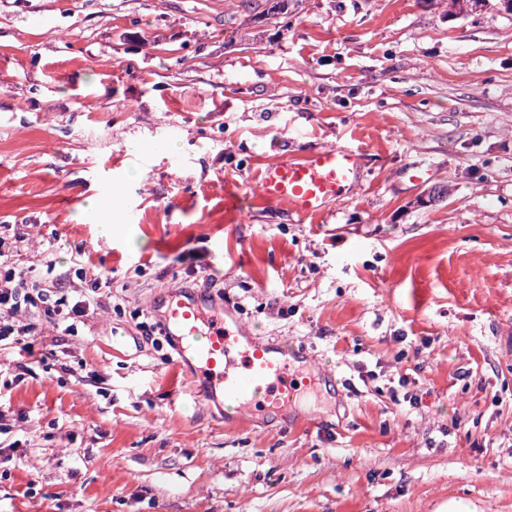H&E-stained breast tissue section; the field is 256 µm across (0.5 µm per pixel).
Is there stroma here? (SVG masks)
<instances>
[{
  "label": "stroma",
  "instance_id": "35a3bbf8",
  "mask_svg": "<svg viewBox=\"0 0 512 512\" xmlns=\"http://www.w3.org/2000/svg\"><path fill=\"white\" fill-rule=\"evenodd\" d=\"M263 2L0 0V240L42 287L112 280L24 375L0 349V512H512V12ZM336 145L327 214L262 198ZM177 289L303 350L287 417L196 398L141 327ZM362 152L351 146L319 148L300 159H284L264 167L259 190L269 203L286 204L298 218L328 212L330 205L357 185ZM85 211L88 214H99L106 218L103 224V230L106 235L112 234V224L114 225H132L137 224V215L133 212L130 204L124 205L114 212L112 202L104 203L98 198H89L86 201Z\"/></svg>",
  "mask_w": 512,
  "mask_h": 512
}]
</instances>
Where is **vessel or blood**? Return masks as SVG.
I'll use <instances>...</instances> for the list:
<instances>
[{
	"mask_svg": "<svg viewBox=\"0 0 512 512\" xmlns=\"http://www.w3.org/2000/svg\"><path fill=\"white\" fill-rule=\"evenodd\" d=\"M362 152L351 146L319 148L300 159L264 167L259 190L270 203L286 204L298 218L328 212L330 205L357 185ZM207 300L173 291L158 304L164 332L187 340L182 362L206 400H223L225 412L256 408L287 414L297 394L291 371L301 354L283 342H268L232 327L227 317L208 313Z\"/></svg>",
	"mask_w": 512,
	"mask_h": 512,
	"instance_id": "b4317fda",
	"label": "vessel or blood"
}]
</instances>
